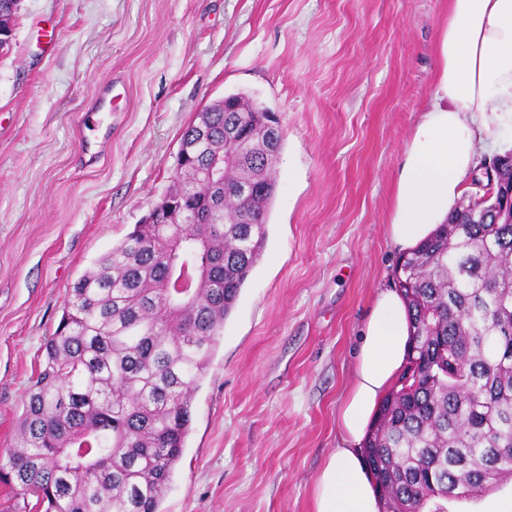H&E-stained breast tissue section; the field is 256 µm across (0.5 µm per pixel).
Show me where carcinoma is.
Here are the masks:
<instances>
[{
    "mask_svg": "<svg viewBox=\"0 0 512 512\" xmlns=\"http://www.w3.org/2000/svg\"><path fill=\"white\" fill-rule=\"evenodd\" d=\"M211 104L181 136L162 196L169 223L138 224L74 283L31 386L0 488L27 512H160L194 393L259 260L276 190L275 114ZM494 196L461 200L393 269L408 359L364 445L382 512H447L512 478V152ZM201 212L205 224H184ZM185 269L205 271L186 292Z\"/></svg>",
    "mask_w": 512,
    "mask_h": 512,
    "instance_id": "carcinoma-1",
    "label": "carcinoma"
}]
</instances>
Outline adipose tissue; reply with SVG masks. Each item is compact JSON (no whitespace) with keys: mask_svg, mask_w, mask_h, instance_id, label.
<instances>
[{"mask_svg":"<svg viewBox=\"0 0 512 512\" xmlns=\"http://www.w3.org/2000/svg\"><path fill=\"white\" fill-rule=\"evenodd\" d=\"M512 127V0H448L438 45L436 89L404 151L387 233L407 252L458 207L482 152ZM409 320L385 289L367 316L353 377L337 415L339 443L319 475L314 512H380L361 452L383 398L407 358Z\"/></svg>","mask_w":512,"mask_h":512,"instance_id":"ef3b65f1","label":"adipose tissue"}]
</instances>
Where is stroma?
I'll list each match as a JSON object with an SVG mask.
<instances>
[{"label":"stroma","instance_id":"obj_1","mask_svg":"<svg viewBox=\"0 0 512 512\" xmlns=\"http://www.w3.org/2000/svg\"><path fill=\"white\" fill-rule=\"evenodd\" d=\"M448 0H21L0 52V452L69 288L242 93L282 146L267 240L192 403L161 512H313L359 331L400 256L394 182ZM112 81V112L98 111Z\"/></svg>","mask_w":512,"mask_h":512}]
</instances>
